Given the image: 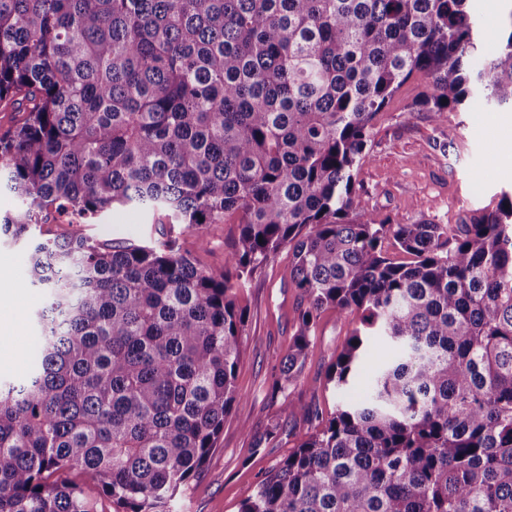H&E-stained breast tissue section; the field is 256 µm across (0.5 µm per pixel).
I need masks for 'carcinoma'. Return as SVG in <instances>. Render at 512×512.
I'll return each mask as SVG.
<instances>
[{"label": "carcinoma", "instance_id": "obj_1", "mask_svg": "<svg viewBox=\"0 0 512 512\" xmlns=\"http://www.w3.org/2000/svg\"><path fill=\"white\" fill-rule=\"evenodd\" d=\"M470 0H0V237L25 241L37 352L0 382V512H170L224 417L239 296L288 250L298 330L272 380L281 413L316 421L238 512H512V193L454 227L393 224L354 189L378 115L446 119L512 106L506 38L485 50ZM115 206L202 237L237 218L224 270L172 241L35 239L51 212ZM394 241L407 260L383 249ZM332 309L359 325L332 352L336 393L369 347L367 395L325 420L285 397Z\"/></svg>", "mask_w": 512, "mask_h": 512}]
</instances>
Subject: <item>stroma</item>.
Instances as JSON below:
<instances>
[{"label": "stroma", "instance_id": "stroma-1", "mask_svg": "<svg viewBox=\"0 0 512 512\" xmlns=\"http://www.w3.org/2000/svg\"><path fill=\"white\" fill-rule=\"evenodd\" d=\"M428 85L427 77L415 76L380 114L368 158L355 175L363 205L395 224L421 219L458 224L471 211L495 207L501 192L512 190V163L507 160L512 136L505 134L512 127V108L488 112L467 108L436 121L429 113L408 109ZM77 229L98 240L135 243L162 241L170 231L181 252L199 267L219 270L224 266L225 250L237 235V222L210 225L201 239L182 228H169L160 217L118 208L101 221L78 228L51 216L42 224L41 233L54 239ZM0 263L11 271L9 287L26 292L30 299L28 305L14 310L18 327L0 340V380L11 382L20 379L34 360L29 315L44 304L45 296L24 281L19 246L1 241ZM240 303L247 310L248 322L236 386L247 403L226 416L224 430L201 474L177 498L171 512H237L240 502L288 456L307 430L305 424L287 423L277 436L260 444L255 441L276 417L277 409L269 402L272 374L297 329L299 297L289 284L287 252L277 254L253 276ZM357 323L354 314L340 319L334 311L322 313L320 341L290 388L292 398L316 406L323 417H331L338 400L327 387L331 352L342 346Z\"/></svg>", "mask_w": 512, "mask_h": 512}]
</instances>
